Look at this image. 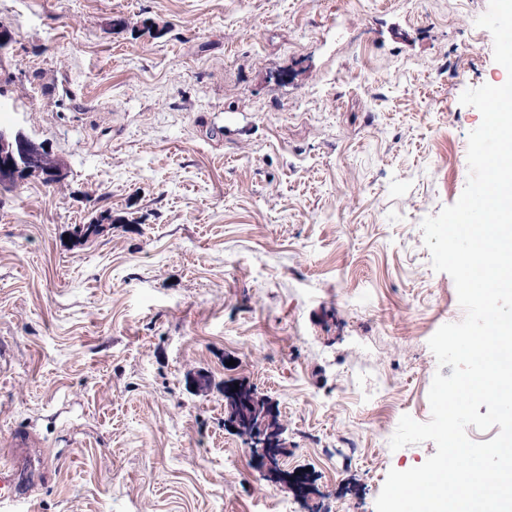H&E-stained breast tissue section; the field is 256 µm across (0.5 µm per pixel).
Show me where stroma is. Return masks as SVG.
Segmentation results:
<instances>
[{"label":"stroma","mask_w":512,"mask_h":512,"mask_svg":"<svg viewBox=\"0 0 512 512\" xmlns=\"http://www.w3.org/2000/svg\"><path fill=\"white\" fill-rule=\"evenodd\" d=\"M488 3L0 0V122L68 172L0 192V464L30 435L38 512H376L435 454L389 441L452 373L421 222L467 184L461 94L507 78ZM230 377L279 408L278 481ZM226 418L224 427L240 436L252 449L254 459L258 462L262 472L267 477H277L281 474V457L286 448L284 426L280 422L278 429L268 428V421L277 416L275 404L270 401L261 414L248 409L225 408Z\"/></svg>","instance_id":"35a3bbf8"}]
</instances>
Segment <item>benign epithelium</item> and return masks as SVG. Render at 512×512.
<instances>
[{"label":"benign epithelium","mask_w":512,"mask_h":512,"mask_svg":"<svg viewBox=\"0 0 512 512\" xmlns=\"http://www.w3.org/2000/svg\"><path fill=\"white\" fill-rule=\"evenodd\" d=\"M50 155L51 151L44 143L23 130L0 125V190H11L33 176L59 181L61 173L49 166ZM225 414L224 426L236 429V434L252 449L264 475L279 476L286 442L284 427L268 428V421L277 416L275 404L268 403L260 414L240 407H230Z\"/></svg>","instance_id":"1"}]
</instances>
